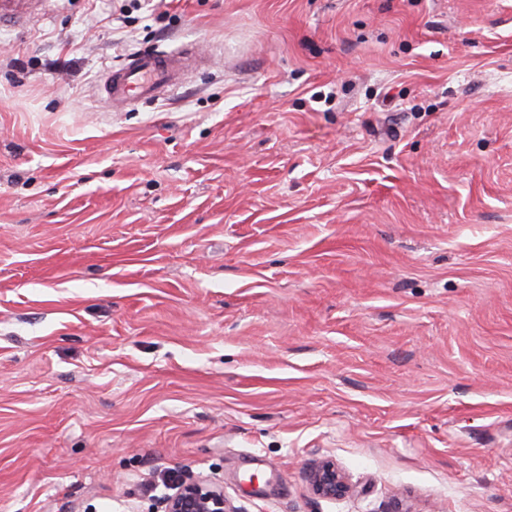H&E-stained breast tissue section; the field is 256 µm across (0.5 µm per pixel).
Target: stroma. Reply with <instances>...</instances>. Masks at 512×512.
Returning a JSON list of instances; mask_svg holds the SVG:
<instances>
[{
    "mask_svg": "<svg viewBox=\"0 0 512 512\" xmlns=\"http://www.w3.org/2000/svg\"><path fill=\"white\" fill-rule=\"evenodd\" d=\"M181 47L168 96L101 99ZM173 470L239 512H512V0L0 25V512H163ZM308 483L312 492L322 498L336 499L352 492L345 476L329 459L314 464L308 473Z\"/></svg>",
    "mask_w": 512,
    "mask_h": 512,
    "instance_id": "stroma-1",
    "label": "stroma"
}]
</instances>
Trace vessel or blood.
I'll return each instance as SVG.
<instances>
[{
  "instance_id": "obj_1",
  "label": "vessel or blood",
  "mask_w": 512,
  "mask_h": 512,
  "mask_svg": "<svg viewBox=\"0 0 512 512\" xmlns=\"http://www.w3.org/2000/svg\"><path fill=\"white\" fill-rule=\"evenodd\" d=\"M41 0H0V20L10 18L28 25L40 13ZM182 51L130 55L121 68L105 70V102L126 107L138 101L156 100L172 91L183 64Z\"/></svg>"
}]
</instances>
